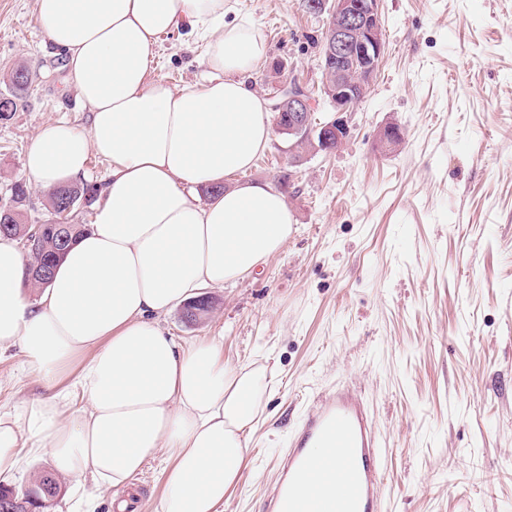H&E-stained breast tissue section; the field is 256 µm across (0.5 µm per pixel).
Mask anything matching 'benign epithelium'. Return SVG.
<instances>
[{
  "label": "benign epithelium",
  "mask_w": 512,
  "mask_h": 512,
  "mask_svg": "<svg viewBox=\"0 0 512 512\" xmlns=\"http://www.w3.org/2000/svg\"><path fill=\"white\" fill-rule=\"evenodd\" d=\"M382 0H308L306 11L326 18L327 40L319 60L323 73L322 97L334 117L314 126L313 98L305 85L290 77L277 86L271 109L288 113V125L279 130L291 141L289 152L335 151L344 144L351 129L345 115L354 112L365 98L386 53ZM404 134L395 125L379 134L381 148L388 151L402 144Z\"/></svg>",
  "instance_id": "obj_1"
}]
</instances>
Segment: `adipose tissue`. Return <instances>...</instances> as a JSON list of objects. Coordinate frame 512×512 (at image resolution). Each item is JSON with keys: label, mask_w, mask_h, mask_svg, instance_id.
<instances>
[{"label": "adipose tissue", "mask_w": 512, "mask_h": 512, "mask_svg": "<svg viewBox=\"0 0 512 512\" xmlns=\"http://www.w3.org/2000/svg\"><path fill=\"white\" fill-rule=\"evenodd\" d=\"M228 0H36L47 41L88 128L46 123L24 174L44 193L106 159L89 232L32 295L28 260L0 236V352L17 349L45 393L0 410V476L31 459L77 479L95 512L164 455L160 512H222L240 476L267 386L262 367H230L220 342L177 343L161 317L199 288L250 275L277 254L291 217L268 183L225 185L252 167L272 129L253 78L266 49ZM205 41L204 77L151 78L160 35ZM224 184L199 202V190Z\"/></svg>", "instance_id": "adipose-tissue-1"}]
</instances>
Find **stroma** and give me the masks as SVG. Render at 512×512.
Returning a JSON list of instances; mask_svg holds the SVG:
<instances>
[{
  "instance_id": "35a3bbf8",
  "label": "stroma",
  "mask_w": 512,
  "mask_h": 512,
  "mask_svg": "<svg viewBox=\"0 0 512 512\" xmlns=\"http://www.w3.org/2000/svg\"><path fill=\"white\" fill-rule=\"evenodd\" d=\"M267 48L255 89L270 98L281 60L320 84L324 21L301 0H230ZM387 43L336 152L308 154L286 198L281 251L245 278L204 287L214 310L161 320L176 341H221L224 361L263 365L267 390L224 512H271L288 442L314 398L346 382L380 437L383 512H512V0H382ZM202 44L160 36L154 77L197 81ZM26 66L33 84L0 119V208L49 120L86 125L65 58L43 46L35 0H0V95ZM389 125L405 135L383 151ZM276 132L238 181L277 184ZM43 389L16 351L0 354V408ZM164 456L133 479L136 512H156Z\"/></svg>"
}]
</instances>
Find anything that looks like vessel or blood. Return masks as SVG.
<instances>
[{"label": "vessel or blood", "instance_id": "obj_1", "mask_svg": "<svg viewBox=\"0 0 512 512\" xmlns=\"http://www.w3.org/2000/svg\"><path fill=\"white\" fill-rule=\"evenodd\" d=\"M336 449V486L327 488L314 448ZM380 444L360 393L340 386L304 413L282 462L274 512H381Z\"/></svg>", "mask_w": 512, "mask_h": 512}]
</instances>
